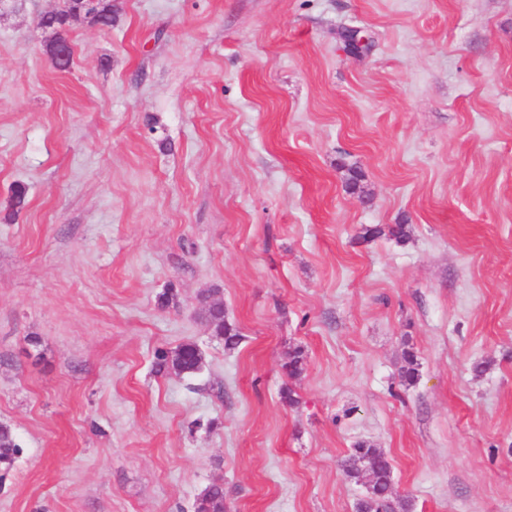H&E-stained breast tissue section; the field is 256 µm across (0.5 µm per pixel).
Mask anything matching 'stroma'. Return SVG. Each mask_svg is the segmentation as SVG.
Segmentation results:
<instances>
[{
	"instance_id": "35a3bbf8",
	"label": "stroma",
	"mask_w": 512,
	"mask_h": 512,
	"mask_svg": "<svg viewBox=\"0 0 512 512\" xmlns=\"http://www.w3.org/2000/svg\"><path fill=\"white\" fill-rule=\"evenodd\" d=\"M114 5L64 71L59 0L0 7V512H355L360 441L393 505L512 512V0ZM202 305V318L210 327L213 336L224 340V346L228 349L235 348L240 341L237 328L225 319L224 306L209 301L206 295L200 296ZM203 355L193 343H184L173 349H161L156 354L157 372L194 375L201 371ZM20 452V446L8 425L0 426V466L8 469L16 455ZM193 512H224V488L210 485L195 499Z\"/></svg>"
}]
</instances>
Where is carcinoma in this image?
Here are the masks:
<instances>
[{"instance_id":"cac0c4a2","label":"carcinoma","mask_w":512,"mask_h":512,"mask_svg":"<svg viewBox=\"0 0 512 512\" xmlns=\"http://www.w3.org/2000/svg\"><path fill=\"white\" fill-rule=\"evenodd\" d=\"M41 26L54 31V40L67 41L64 19L45 17ZM202 318L213 335L224 340V346L232 349L240 341L237 328L225 319L224 306L209 301L206 295L200 296ZM203 355L193 343H184L173 349H161L156 354V370L177 375H194L201 371ZM20 446L7 425L0 426V466L9 468ZM348 476L361 482L368 489L366 498L359 500L357 512H392L389 496L393 485L391 463L386 455L368 443L360 441L352 448L347 468ZM194 512H224V488L210 485L195 499Z\"/></svg>"}]
</instances>
